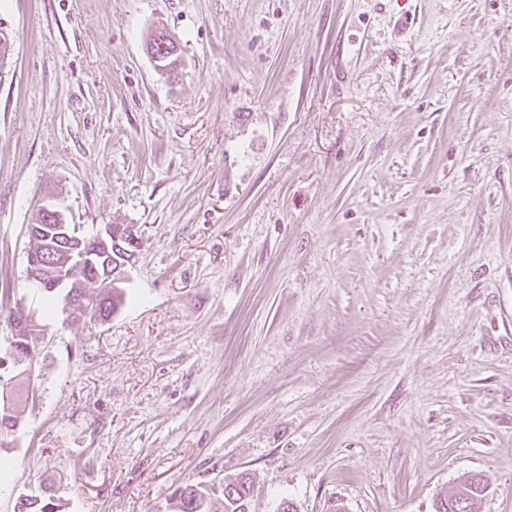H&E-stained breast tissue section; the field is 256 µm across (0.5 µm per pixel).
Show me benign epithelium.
Returning a JSON list of instances; mask_svg holds the SVG:
<instances>
[{"instance_id":"benign-epithelium-1","label":"benign epithelium","mask_w":512,"mask_h":512,"mask_svg":"<svg viewBox=\"0 0 512 512\" xmlns=\"http://www.w3.org/2000/svg\"><path fill=\"white\" fill-rule=\"evenodd\" d=\"M45 222L28 225L29 234L39 246L37 255L28 258L26 277L45 288H79L81 295L64 305L67 319H85L99 301H112V290L127 279L134 259L112 261V251L120 249L121 237L137 238L133 224L121 226L112 234V225H102L88 240L78 224L67 222L58 209L44 206L39 210ZM16 336H45L37 313L21 303L13 310Z\"/></svg>"}]
</instances>
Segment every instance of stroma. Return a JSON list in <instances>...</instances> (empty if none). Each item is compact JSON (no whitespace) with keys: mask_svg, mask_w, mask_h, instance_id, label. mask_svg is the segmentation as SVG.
I'll list each match as a JSON object with an SVG mask.
<instances>
[{"mask_svg":"<svg viewBox=\"0 0 512 512\" xmlns=\"http://www.w3.org/2000/svg\"><path fill=\"white\" fill-rule=\"evenodd\" d=\"M0 307L44 205L139 247L44 317L0 512H512V0H0ZM164 30L174 76L145 50ZM486 488L480 474L467 475L449 494L439 498L435 512H474ZM206 483H186L179 486L173 495L177 502L172 512H217L215 505L219 496L216 489H208ZM50 490L45 488L39 494L19 496L13 512H59L55 498L48 494Z\"/></svg>","mask_w":512,"mask_h":512,"instance_id":"stroma-1","label":"stroma"}]
</instances>
